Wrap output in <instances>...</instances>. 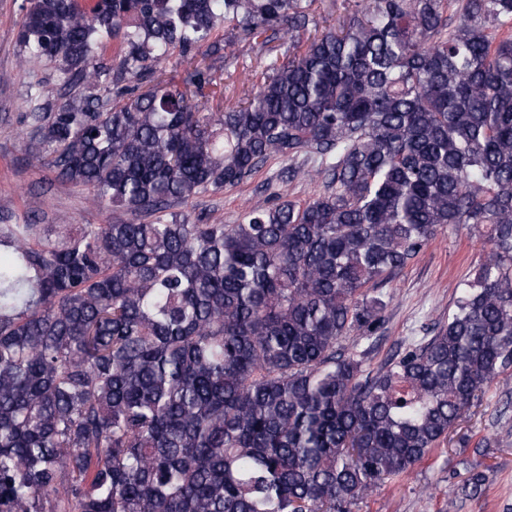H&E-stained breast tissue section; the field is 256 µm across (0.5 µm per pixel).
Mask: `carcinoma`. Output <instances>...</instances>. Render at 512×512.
<instances>
[{"label":"carcinoma","instance_id":"cac0c4a2","mask_svg":"<svg viewBox=\"0 0 512 512\" xmlns=\"http://www.w3.org/2000/svg\"><path fill=\"white\" fill-rule=\"evenodd\" d=\"M314 2L30 0L26 56L114 99L30 113L29 154L133 220L0 225V512H352L512 368V0H369L219 114L192 102L209 71L157 75ZM273 158L323 193L163 219ZM448 225L488 252L448 323L368 368L387 287Z\"/></svg>","mask_w":512,"mask_h":512}]
</instances>
